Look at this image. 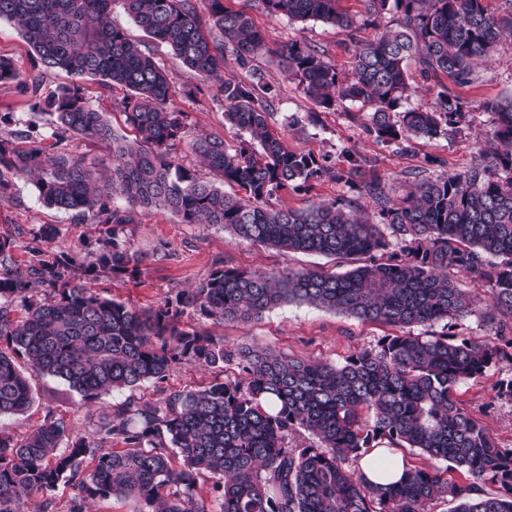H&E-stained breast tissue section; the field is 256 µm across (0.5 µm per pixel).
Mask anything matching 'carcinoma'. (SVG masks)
<instances>
[{
    "label": "carcinoma",
    "mask_w": 512,
    "mask_h": 512,
    "mask_svg": "<svg viewBox=\"0 0 512 512\" xmlns=\"http://www.w3.org/2000/svg\"><path fill=\"white\" fill-rule=\"evenodd\" d=\"M206 2L203 12L196 0H0V20L19 29L36 58L75 78L42 95L32 87L38 106L53 116L57 146L24 145V132L0 140V200L8 197L5 175L25 173L46 206L108 226L88 264L62 250L23 271L11 259V242L0 240V417L26 412L36 376L63 381L91 406L104 394L161 380L185 362L234 361L244 374L153 401L128 400L99 415L91 437H70L52 416L19 438L0 432V512H25L37 497L46 512L63 480L79 490L66 512L111 499L135 502V512H430L437 501L457 502L454 512H512V448L499 445L455 394L460 381L512 363V352L491 339L411 332L472 313L473 296L459 287V274L489 288V324L512 320V95L486 107L491 126L465 172L422 179L395 201L358 162L335 174L372 199L378 224L338 200L275 207L274 192L306 190L327 169L268 128L274 93L254 65L265 41L250 14L224 0ZM260 2L270 15L347 33L354 47L349 76L325 50L297 41L283 47L281 65L316 107L350 101L368 109L366 131L385 145L451 135L470 113L442 83L434 101L404 107L417 93L409 65L427 80L444 75L464 86L512 39V10L491 13L485 0H365L367 16L393 18L368 42L357 37L339 0ZM115 3L151 41L219 83L224 122L250 138L232 145L209 134L193 148L210 174L243 195H228L176 164L185 113L172 107L175 87L165 67L112 25ZM214 30L247 78L224 75V51L208 40ZM87 77L125 90L122 112L137 139L117 136L87 102L78 84ZM69 132L107 145V184L64 144ZM115 197L127 207L112 205ZM137 208L174 213L184 224H218L238 242L319 254L349 269H216L178 292L176 308L134 310L74 282L73 272L137 270L138 254L119 239ZM36 282L45 285L42 298L34 295ZM288 302L396 333L330 364L268 349L235 352L179 322L185 307L221 323H249ZM303 432L318 445L290 446ZM112 441L124 447L100 451ZM378 448L412 455L398 484L374 485L354 468ZM431 459L473 482L448 479L426 464ZM206 474L218 477L216 502L198 489ZM480 481L499 492H485Z\"/></svg>",
    "instance_id": "1"
}]
</instances>
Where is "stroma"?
I'll return each instance as SVG.
<instances>
[{
  "instance_id": "obj_1",
  "label": "stroma",
  "mask_w": 512,
  "mask_h": 512,
  "mask_svg": "<svg viewBox=\"0 0 512 512\" xmlns=\"http://www.w3.org/2000/svg\"><path fill=\"white\" fill-rule=\"evenodd\" d=\"M226 4L232 9L243 8L249 12L270 49L269 54L256 60L266 82L277 91L269 118L270 130L290 149L313 153L328 169L327 175L313 182L308 190L286 188L275 192L269 202L276 207L285 204L304 209L337 199L358 206L368 205V198L333 177L334 172L348 168L354 157L363 162L385 193L394 199L402 197L424 176L465 171L489 129L485 104L512 94L511 40L501 45L492 62L478 68L473 83L454 89L455 94L471 106L469 126L454 136L415 141L403 149L381 145L364 132L365 113L359 104L348 102L334 111L315 112L312 102L298 90L296 83L288 80L272 55L282 44L298 40L324 49L330 63L348 74L353 67V47L345 32L321 22L303 24L284 16L268 15L260 0H226ZM0 56L10 59L20 74L19 79L0 82V140H10L15 130L22 129L29 132L36 145L53 147L55 139L49 117L42 114L32 93L23 91L22 84L33 82L48 91L67 84L68 76L38 63L19 30L4 20H0ZM156 57L168 70L175 86L174 107L187 114L186 140L177 149L176 162L190 173L204 175L205 170L191 149V140L217 133L233 143L239 140L240 133L224 123V100L216 83L201 80L167 47H159ZM81 86L90 104L103 113L115 133L134 139L135 133L120 111L123 90L109 92L93 80L82 81ZM9 181V197L0 201V239L12 242L11 255L18 264L28 265L39 251L50 255L68 248L83 256L96 251L100 228L90 218L45 206L30 176L13 175ZM44 225L57 228L59 235L55 240L48 242L40 238L39 230ZM120 237L141 258L136 272L120 275L105 270L89 280L79 271L75 280L87 283L101 296L126 302L136 309L165 307L174 302L179 291L195 285L219 265L267 272L331 265L330 259L318 255L285 253L237 242L222 226L185 224L176 214L156 210H137L134 223L125 225ZM460 286L471 291L475 305L471 314L454 322L451 331L461 338L484 340L491 333L484 318L491 293L465 278L461 279ZM181 323L184 328L223 342L231 350L260 347L333 364L343 362L360 349L375 346L390 332L386 326L298 303L277 306L262 319L248 324H219L188 308L181 316ZM237 374L232 365H180L170 370L163 380L112 392L89 408L60 380L39 377L33 382L31 408L19 416L0 418V430L21 435L38 427L50 414L65 421L72 434L88 436L93 430L90 414L111 410L112 406L129 399H155ZM510 382L512 364L503 363L456 387L464 408L506 448H512V403L501 399L499 391Z\"/></svg>"
}]
</instances>
